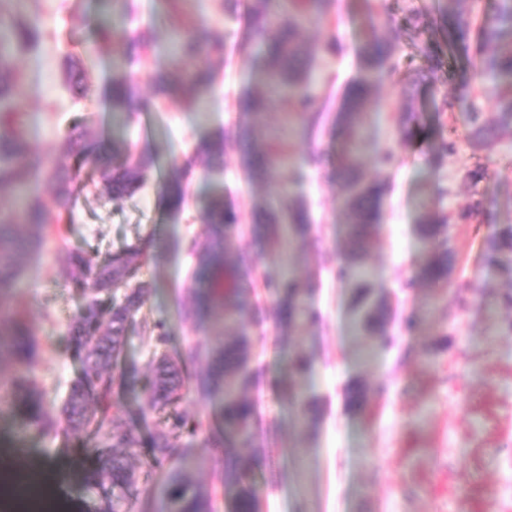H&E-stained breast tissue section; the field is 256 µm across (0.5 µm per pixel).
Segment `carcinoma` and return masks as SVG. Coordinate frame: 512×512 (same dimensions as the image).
I'll use <instances>...</instances> for the list:
<instances>
[{
	"mask_svg": "<svg viewBox=\"0 0 512 512\" xmlns=\"http://www.w3.org/2000/svg\"><path fill=\"white\" fill-rule=\"evenodd\" d=\"M274 0H253L241 27L238 48L259 46L260 81L272 93L285 94L292 112L307 115L315 111L316 98L308 92L317 56L302 48L296 31L302 6L322 16L330 0H300L279 2L281 12L272 15ZM512 28V0H501L498 12L491 18L475 22L469 16L458 18L456 30L448 33V52L465 48L470 30H476L479 44L500 40ZM44 35L37 20L16 18L0 26V200L11 197L20 201L17 216L0 215V303L18 287L21 273L20 255L40 250L49 235L60 233L59 224L70 217L78 203V189L103 185L112 202L121 204L131 199L145 182L155 165L154 155L147 149L134 151L129 144L114 139L103 140L82 121L76 122L65 138L66 145L53 157L31 152L25 142L23 121L15 109L18 73L15 52L37 46ZM150 40L144 32L126 35L118 51L116 64L120 69L131 68L140 58ZM176 49L183 56L213 55L224 60V32L211 24L201 23L178 36ZM392 48L372 37L360 49L364 64L379 74H391L387 62ZM481 69L490 82L488 92L503 107L501 122L512 128V54L503 61L496 54H487ZM155 96L143 97L136 79L129 74L112 83V111L130 119L138 112L158 107L161 98L172 86L188 95V103L201 108L215 83V70L210 63L173 77L159 74L153 78ZM66 85L75 98L87 96L81 62H72L66 72ZM372 100V86L366 81L347 85L341 107V124L346 143L338 178L345 191L344 223L347 224V266L340 277L350 280L354 288L356 313L361 329L383 339L386 306L371 299V284L364 269V255L369 238L380 219V203L384 184L364 180L358 163V144L364 118ZM266 109V97L251 94L243 101V110L253 122H258ZM231 141L241 155L244 180L251 185L266 176L276 160L270 146L257 141L247 123L222 137H204L196 144L194 155L187 159L179 173L164 185L162 200L174 215L180 214L187 199L188 181L193 177L197 160L207 167L223 164L224 147ZM122 161L114 163L115 154ZM43 179L54 187V207L49 209L28 193L32 183ZM209 225L208 234L192 244L199 264L198 274L228 270L234 286L226 292H213L208 305L210 314L226 322L240 325L239 336L216 344L208 338L195 340L174 360L163 350L167 339L161 324L152 325L147 319L136 321L146 302L148 285L138 281L142 264L151 247V238L128 245L101 263H95L81 252L70 254L73 278L87 287L86 301L73 316L68 336L74 354L80 358L82 371L73 382L67 401L57 418L49 415L33 373L35 338L32 329L19 318L0 322V334L9 337L0 348V364L11 362L25 368L12 378L15 410L27 428L42 433L54 430L56 420H62L73 430H82L91 442L90 452L95 466L87 478L90 490L101 499L96 512H129L138 495V477L119 454L120 448H135L139 439L130 429H117L108 418L114 385L136 371L121 366V354L128 333L140 330L142 337L155 348L156 360L146 375L143 388L147 399L145 411L159 415V422L149 441V462L154 469L169 470L163 512H212V495L197 488L188 478L199 457L193 437L203 430V422L193 423L179 410L183 377L180 366L205 361L208 367L197 378L204 395L222 393L224 398V437H210L216 454L224 457L221 481L224 487L236 491L235 512H258V490L250 480L253 466L263 463V449L257 447L255 430L256 407L247 393L255 384V372L250 365V338L244 319L256 309L258 289L275 297L280 321L295 328H305L319 322L318 311L309 302L312 285L283 272L276 277L257 271L253 256L245 251H224V228L237 223L235 212L224 204V198L213 197L206 202L201 216ZM311 221L306 203L296 202L282 216L263 203L253 212L254 231L265 232V238L275 245H290L307 237ZM422 276L432 282L448 277V251L434 253L425 263ZM314 370V358L297 350L291 365L290 381L297 421L312 428L318 420V400L307 393L306 384ZM251 448L250 456L241 449Z\"/></svg>",
	"mask_w": 512,
	"mask_h": 512,
	"instance_id": "1",
	"label": "carcinoma"
}]
</instances>
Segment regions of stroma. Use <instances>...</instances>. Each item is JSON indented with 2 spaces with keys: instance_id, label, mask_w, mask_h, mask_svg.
I'll list each match as a JSON object with an SVG mask.
<instances>
[{
  "instance_id": "stroma-1",
  "label": "stroma",
  "mask_w": 512,
  "mask_h": 512,
  "mask_svg": "<svg viewBox=\"0 0 512 512\" xmlns=\"http://www.w3.org/2000/svg\"><path fill=\"white\" fill-rule=\"evenodd\" d=\"M499 0H332L320 20L304 24L301 43L319 49L312 92L322 118L316 124L287 120V107L268 96V108L254 128L259 141L281 147V159L267 178L253 185L243 180L235 148H227L222 167L200 174L188 187L189 201L171 216L161 188L191 155L201 135L233 130L242 119L239 100L261 91L256 49H238L239 19L219 12L215 0H181L165 12L161 0H135L137 16L129 30L148 26L151 49L136 79L151 94V76L160 69L195 68L192 60L172 56L170 30L192 29L214 21L224 29L226 54L208 95L206 112L184 98L161 103L158 111L135 115L125 130L131 145L151 148L155 169L142 190L123 208H115L104 189L84 197L64 238H50L37 253L23 259L22 288L13 309L29 323L37 344L35 373L44 401L59 411L81 364L64 353L70 317L83 301L72 279L67 254L80 251L101 261L127 245L151 238L142 268L150 285L143 315L162 323L167 350L178 354L194 339L224 340L238 327L215 317L191 325L182 309L198 289L191 239L204 237L198 214L213 194L224 196L241 227L229 230L225 246L254 254L259 271L280 273L290 264L294 275L316 282L310 301L321 321L312 328L276 329V304L261 295L262 327H250L256 382L250 397L257 407L258 433L266 446L265 465L252 482L260 490L261 512H512V250L494 251L490 238L512 225V129L498 132L489 148L476 144L472 115L495 123L497 105L481 74V56H449L443 27L457 16H491ZM9 12L38 17L44 39L20 53L16 66L20 88L16 109L29 146L56 155L75 120L86 118L97 135L114 137L109 89L119 71L117 45L99 42L86 73L88 97L77 100L63 83L65 58L72 38H85L101 27L104 0H12ZM420 14L419 27L409 18ZM370 34L392 45V76L366 70L358 46ZM336 50L324 52L328 41ZM439 42L438 58L425 63L417 48ZM368 79L373 102L365 116L358 150L368 179L386 183L381 220L373 233L365 265L374 298L387 305L386 330L395 336L383 349L372 335L356 332L350 282L336 272L345 259V193L335 177L342 151L336 122L346 85ZM447 139L453 150L439 155L436 144ZM392 150L391 166L378 162ZM311 154L318 166L294 179L292 162ZM279 212L304 201L312 218L307 246L282 257L274 246L254 244L242 233L251 222L255 201ZM478 212H471L474 201ZM443 224L432 240L420 231L424 216ZM448 250L446 281L431 284L420 271L431 254ZM315 358L310 388L320 403L316 430L295 423L288 379L294 350ZM364 396L362 409L348 405L351 388ZM142 383L114 387V425L132 428L141 446L130 458L140 476V494L131 512H158L167 473L146 464L145 446L157 424L142 410ZM15 437L31 448L41 466L61 476L64 512H87L95 495L86 487L93 460L87 437L79 432L40 436L24 428L10 397L0 398V446ZM200 464L194 480L216 489L215 512H234V495L219 486L213 448L199 441Z\"/></svg>"
}]
</instances>
